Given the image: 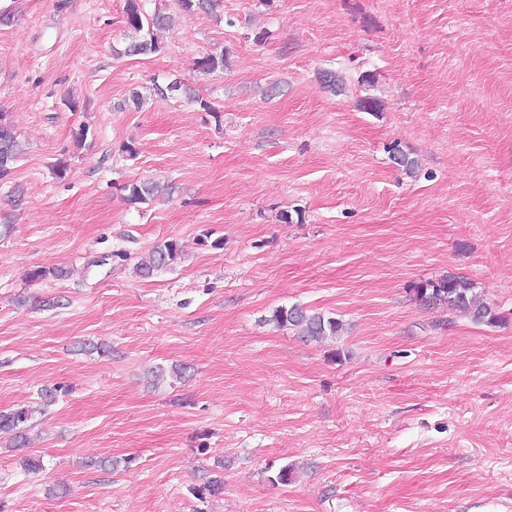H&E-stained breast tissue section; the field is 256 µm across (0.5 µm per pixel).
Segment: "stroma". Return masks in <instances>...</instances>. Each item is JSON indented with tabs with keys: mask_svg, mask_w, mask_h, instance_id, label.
Returning a JSON list of instances; mask_svg holds the SVG:
<instances>
[{
	"mask_svg": "<svg viewBox=\"0 0 512 512\" xmlns=\"http://www.w3.org/2000/svg\"><path fill=\"white\" fill-rule=\"evenodd\" d=\"M123 6L0 25V412L56 391L0 433V512H512V0H146L163 48L119 58ZM176 77L211 111L153 93ZM143 180L173 193L129 203ZM448 275L498 322L419 297ZM292 305L342 335L267 324ZM0 181L9 179L12 174V164L21 151L20 142L16 135L13 125L4 119L3 113H0ZM181 253V246L176 240L159 241L139 258L135 265L136 274L144 278L153 277L173 265L180 259ZM40 408L21 407L10 412L0 413V431L14 432L15 437L21 442L26 440L28 423L33 415L39 412Z\"/></svg>",
	"mask_w": 512,
	"mask_h": 512,
	"instance_id": "stroma-1",
	"label": "stroma"
}]
</instances>
